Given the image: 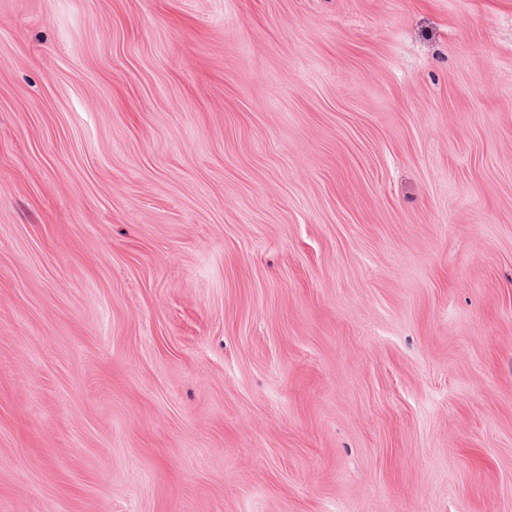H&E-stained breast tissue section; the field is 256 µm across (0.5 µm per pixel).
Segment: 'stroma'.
<instances>
[{"mask_svg": "<svg viewBox=\"0 0 512 512\" xmlns=\"http://www.w3.org/2000/svg\"><path fill=\"white\" fill-rule=\"evenodd\" d=\"M0 512H512V0H0Z\"/></svg>", "mask_w": 512, "mask_h": 512, "instance_id": "stroma-1", "label": "stroma"}]
</instances>
